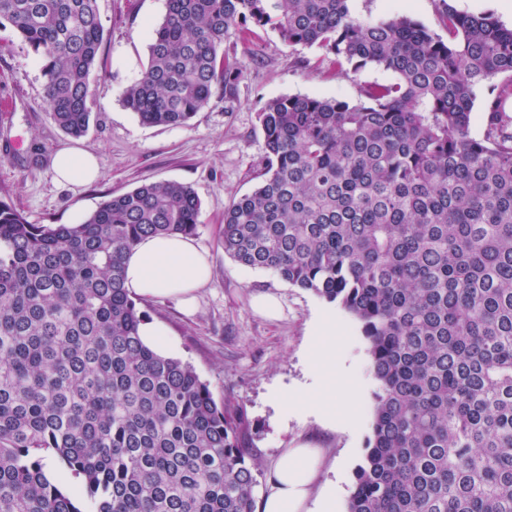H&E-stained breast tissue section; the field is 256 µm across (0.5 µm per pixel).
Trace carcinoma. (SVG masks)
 Masks as SVG:
<instances>
[{
	"label": "carcinoma",
	"mask_w": 512,
	"mask_h": 512,
	"mask_svg": "<svg viewBox=\"0 0 512 512\" xmlns=\"http://www.w3.org/2000/svg\"><path fill=\"white\" fill-rule=\"evenodd\" d=\"M439 23L448 37L349 0H167L121 92L144 125L188 124L241 77L232 28L315 45L318 69L393 75L354 101H267L260 182L224 210V254L340 306L368 342L377 391L347 512H512V28L445 0ZM6 25L43 62L55 123L83 136L97 0H0ZM200 213L168 180L75 224L0 200V512H254L246 415L142 341L124 286L127 251L194 235Z\"/></svg>",
	"instance_id": "1"
}]
</instances>
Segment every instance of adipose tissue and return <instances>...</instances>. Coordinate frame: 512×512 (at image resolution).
Listing matches in <instances>:
<instances>
[{"mask_svg": "<svg viewBox=\"0 0 512 512\" xmlns=\"http://www.w3.org/2000/svg\"><path fill=\"white\" fill-rule=\"evenodd\" d=\"M51 167L58 179L82 185L97 179L100 166L87 150L62 148L51 156ZM211 277L208 254L193 238L180 234L142 239L124 260L125 286L141 300L181 298L187 311H194L196 292ZM304 408L319 417H341L346 425L357 420L356 407L348 391L309 392ZM320 451L300 446L283 451L275 462L258 512H336V491L327 489L315 495Z\"/></svg>", "mask_w": 512, "mask_h": 512, "instance_id": "obj_1", "label": "adipose tissue"}]
</instances>
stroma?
Masks as SVG:
<instances>
[{"instance_id":"35a3bbf8","label":"stroma","mask_w":512,"mask_h":512,"mask_svg":"<svg viewBox=\"0 0 512 512\" xmlns=\"http://www.w3.org/2000/svg\"><path fill=\"white\" fill-rule=\"evenodd\" d=\"M354 14L373 19L406 14L439 30L435 0H350ZM104 41L91 77L96 120L73 139L54 123L43 97L42 61L11 28H0V197L33 224H73L112 195L142 184L170 180L188 184L201 201L194 237L212 265L210 282L198 292L193 315L173 298L140 302L164 332L159 351L191 364L217 403L244 410L245 444L267 482L282 451L306 443L325 451L319 485L343 488L337 512H347L354 472L371 431L376 383L360 324L342 308L294 287L272 272L237 264L225 255L221 231L225 207L259 183L264 141L258 113L268 100L286 95L356 100L361 85L386 82L390 73L369 67L348 76L313 66L317 47L285 45L276 33L259 31L248 44L236 31L224 51L242 71L234 91L214 96L186 126H145L120 101L147 62L149 31L166 13V0H99ZM94 152L101 176L78 187L58 183L49 163L61 147ZM280 299L278 319L253 309L256 294ZM336 322L339 354L358 395L356 428L328 426L312 416L277 407L273 392L293 397L311 383L309 364L321 314Z\"/></svg>"}]
</instances>
